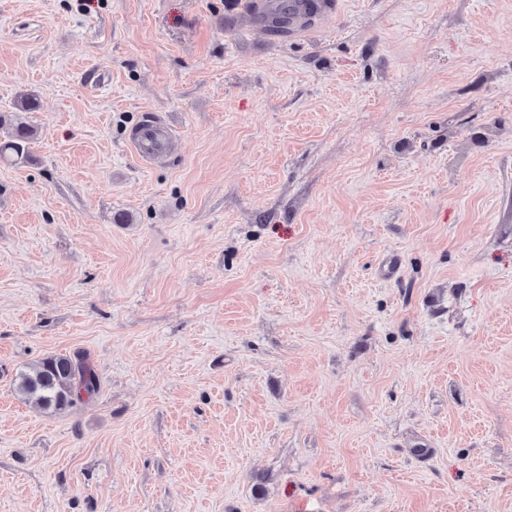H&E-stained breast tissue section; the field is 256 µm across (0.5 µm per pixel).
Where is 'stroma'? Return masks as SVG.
Wrapping results in <instances>:
<instances>
[{"instance_id":"35a3bbf8","label":"stroma","mask_w":512,"mask_h":512,"mask_svg":"<svg viewBox=\"0 0 512 512\" xmlns=\"http://www.w3.org/2000/svg\"><path fill=\"white\" fill-rule=\"evenodd\" d=\"M248 4L0 0V512H512V0ZM307 0H289L280 4L288 8V33L282 38H291L310 29L309 20L314 15L308 14ZM279 6V7H280ZM38 134L36 127L13 123L9 113H0V160L14 164L29 160V145ZM171 137V130L162 121L152 119L140 126L131 146L141 160H148L162 152ZM16 379L18 392L51 414L91 400L100 388L88 358L79 354L43 357L21 371Z\"/></svg>"}]
</instances>
